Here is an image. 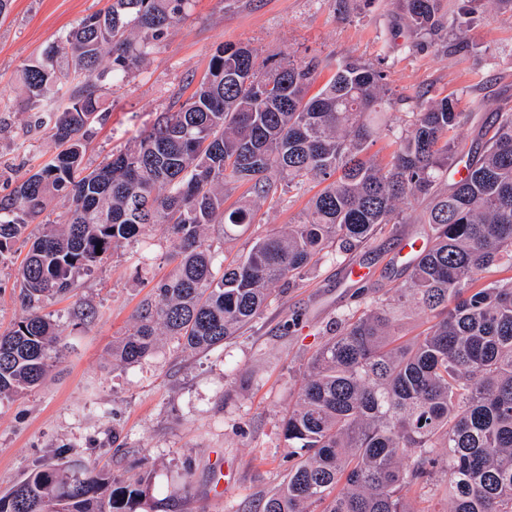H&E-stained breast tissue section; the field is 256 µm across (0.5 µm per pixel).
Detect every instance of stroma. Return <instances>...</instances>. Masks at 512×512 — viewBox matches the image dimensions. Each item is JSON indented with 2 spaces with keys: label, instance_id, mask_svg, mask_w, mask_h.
Here are the masks:
<instances>
[{
  "label": "stroma",
  "instance_id": "stroma-1",
  "mask_svg": "<svg viewBox=\"0 0 512 512\" xmlns=\"http://www.w3.org/2000/svg\"><path fill=\"white\" fill-rule=\"evenodd\" d=\"M105 5L14 0L0 19V196L54 152L45 132L28 125L19 68ZM398 20L397 0H195L144 70L108 96L107 119L89 133L84 163L102 164L160 113L176 111L224 43L250 45L261 62L288 53L318 57L324 81L352 56L383 62L398 104L378 131L374 149L380 158L393 151L391 129L404 125L422 97L457 99L466 115L458 140L483 144L494 113L512 110V12L482 0L464 45L448 35L416 46ZM317 189L310 181L282 192L236 240L212 231L214 248L232 256L249 239L296 223ZM425 207L422 201L410 205L407 223L387 225L347 255V264L374 268L371 280L351 281L345 266L332 262L318 265L293 287L279 288L243 335L205 353L182 351L166 338L134 367L113 364L112 342L156 281L170 273L171 243L161 225L125 241L91 271L77 274L73 295L44 307L66 345L38 386L0 400V493L36 467L79 459L120 480L147 478V512H259L288 473L280 425L310 356L336 318L355 308L359 291L384 293L404 284L408 257L400 243L425 239ZM41 230V224H30L0 261V333L22 315L18 266ZM81 308L93 309V319L78 320ZM227 472L232 483L218 485Z\"/></svg>",
  "mask_w": 512,
  "mask_h": 512
}]
</instances>
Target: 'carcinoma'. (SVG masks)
<instances>
[{
  "instance_id": "carcinoma-1",
  "label": "carcinoma",
  "mask_w": 512,
  "mask_h": 512,
  "mask_svg": "<svg viewBox=\"0 0 512 512\" xmlns=\"http://www.w3.org/2000/svg\"><path fill=\"white\" fill-rule=\"evenodd\" d=\"M442 2L399 0L417 41L448 28L466 38L478 0H462L452 19ZM190 3L109 0L61 48L20 69L30 124L48 131L57 153L0 196V260L55 197L69 207L64 219L43 221L18 270L25 313L0 335V399L36 387L60 356L61 331L42 302L74 293L76 272L155 224L171 236L175 267L112 342L124 366L152 355L162 336L196 352L224 344L263 313L274 287L323 259L341 262L386 225L407 223L401 204L428 200L432 234L413 253L405 284L391 300L365 295L311 355L282 424L288 475L260 512H416L404 490L438 470L448 512H512V112L495 114L477 158L454 136L457 100H423L390 129L397 149L382 165L369 154L375 120L396 101L381 65L341 61L313 94L318 57L290 54L259 67L255 49L226 43L176 111L104 164L84 166L105 86L140 70ZM56 97L63 108L51 106ZM459 160L464 174L441 187ZM309 177L324 188L298 223L255 238L216 274L210 225L234 240L257 203ZM240 184L252 199L224 207V191ZM408 305L430 326L401 341L395 330ZM149 492L141 480L118 483L70 460L1 493L0 512H141Z\"/></svg>"
}]
</instances>
